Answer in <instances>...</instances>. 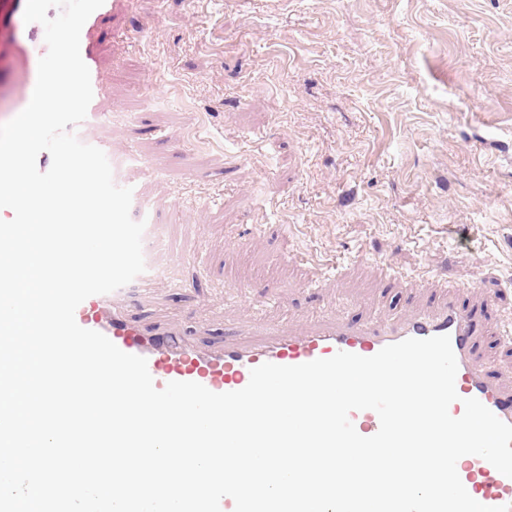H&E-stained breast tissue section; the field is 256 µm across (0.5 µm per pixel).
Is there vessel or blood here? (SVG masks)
Listing matches in <instances>:
<instances>
[{
  "label": "vessel or blood",
  "mask_w": 512,
  "mask_h": 512,
  "mask_svg": "<svg viewBox=\"0 0 512 512\" xmlns=\"http://www.w3.org/2000/svg\"><path fill=\"white\" fill-rule=\"evenodd\" d=\"M136 3L137 0H104L81 31L80 54L90 71L93 99L85 120L75 132L82 142L106 152L111 149L109 142L93 132L94 126L109 120L108 112L102 107L106 96L102 34L109 20L132 12ZM42 32L40 24H31L14 44V57L27 70H35L47 51ZM146 283L141 275L112 293L89 297L76 309L75 319L81 327L104 334L123 352L146 358L156 388H164L172 381H191L215 393L237 391L248 384L253 368L267 362L298 365L329 358L340 351L369 357L384 346L407 338L446 335L451 339L458 363L455 388L459 399L451 404V415L461 416L463 399L475 398L500 420L512 424V396L477 361L474 355L477 324L471 311L459 300L452 298L436 309L405 318L351 322L314 316L309 328L298 335L281 326H269L256 342L228 339L218 347H202L181 337L179 331L168 327L149 330L131 319L129 309ZM350 419L357 432L366 437L376 434L380 427L377 413L371 410L351 412ZM457 471L468 493L478 502L488 506L512 505V478L502 475L485 459L463 456L457 463Z\"/></svg>",
  "instance_id": "b4317fda"
}]
</instances>
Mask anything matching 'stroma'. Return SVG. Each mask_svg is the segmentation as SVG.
<instances>
[{
	"mask_svg": "<svg viewBox=\"0 0 512 512\" xmlns=\"http://www.w3.org/2000/svg\"><path fill=\"white\" fill-rule=\"evenodd\" d=\"M104 56L97 134L161 172H126L142 325L220 344L456 293L512 394V0H139Z\"/></svg>",
	"mask_w": 512,
	"mask_h": 512,
	"instance_id": "stroma-1",
	"label": "stroma"
}]
</instances>
